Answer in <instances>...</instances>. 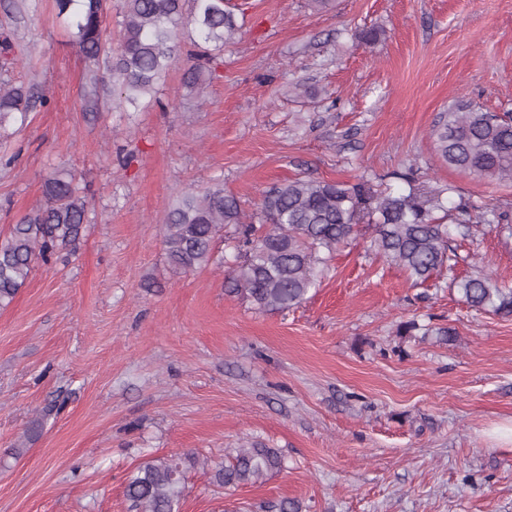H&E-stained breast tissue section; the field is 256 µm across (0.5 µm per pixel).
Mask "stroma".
<instances>
[{"label":"stroma","mask_w":512,"mask_h":512,"mask_svg":"<svg viewBox=\"0 0 512 512\" xmlns=\"http://www.w3.org/2000/svg\"><path fill=\"white\" fill-rule=\"evenodd\" d=\"M9 2L14 75L46 103L0 131V241L55 171L91 205L76 254L37 264L0 309V512H128L136 468L183 453L179 512L285 497L301 512H512V317L455 285L479 271L512 285V227L456 239L453 272L418 288L357 236L282 313L226 295L224 268L172 266L161 230L169 203L216 180L251 214L289 178L385 184L410 167L512 216V181L449 169L429 139L460 97L512 110V0H232L241 29L201 101L176 67L137 112L110 88L86 111L87 63L54 0L15 19ZM253 442L283 470L214 486L225 449Z\"/></svg>","instance_id":"35a3bbf8"}]
</instances>
